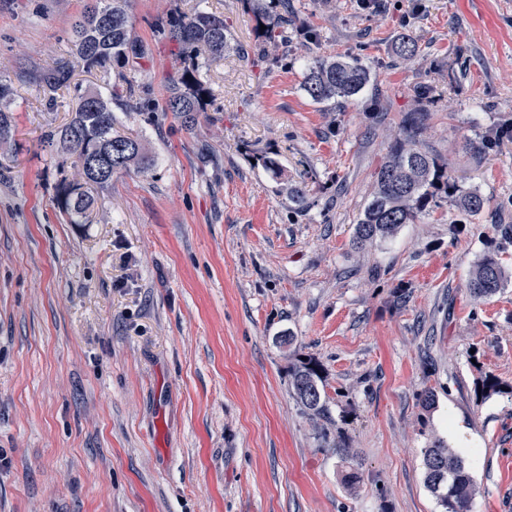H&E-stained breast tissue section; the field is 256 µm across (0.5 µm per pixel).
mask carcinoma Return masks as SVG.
<instances>
[{
	"label": "carcinoma",
	"mask_w": 512,
	"mask_h": 512,
	"mask_svg": "<svg viewBox=\"0 0 512 512\" xmlns=\"http://www.w3.org/2000/svg\"><path fill=\"white\" fill-rule=\"evenodd\" d=\"M129 0H89L83 14L71 26V39L78 63L85 71L116 69L109 96L88 89L79 97L74 116L67 123L50 130L49 143L62 153L75 157L80 181L61 188L58 203L61 209L79 218L86 217L95 198L86 187L104 189L112 185V175L131 170H145L152 158L144 142L137 136L122 135L116 129L111 103L122 107L137 97V86L124 79L121 70L135 68L144 51L138 42ZM257 24L266 29L257 31L259 45H279L288 37V15L276 10L274 0H249ZM159 30L181 48L190 65L183 67L169 81L164 111L182 119L185 129L192 131L198 115L204 111L210 95L199 75L197 58L204 54L220 59L237 50L231 41L224 16L206 10H195L159 20ZM395 54L404 61L418 54L415 40L403 35L394 46ZM72 78L71 69L61 63L40 75V82L50 88L66 87ZM368 66L357 60L313 56L306 61L302 89L315 103L355 99L370 83ZM428 113L424 108L407 113L388 154L376 172L375 186L356 221L354 244L363 250L378 239L393 236L404 224H416L436 198L452 196L464 212L478 215L486 200L474 190L458 188L448 167L423 149L420 134ZM283 190L297 207L309 206L306 186L288 181ZM508 274L497 254H483L473 266L468 290L476 300L486 299L504 288ZM293 395L307 411L316 416L323 410L322 368L313 358L297 360L290 368ZM425 483L436 497L443 512H469L475 496L474 480L466 459L435 438L424 450Z\"/></svg>",
	"instance_id": "cac0c4a2"
}]
</instances>
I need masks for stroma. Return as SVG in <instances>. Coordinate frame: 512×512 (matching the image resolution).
Here are the masks:
<instances>
[{
  "instance_id": "1",
  "label": "stroma",
  "mask_w": 512,
  "mask_h": 512,
  "mask_svg": "<svg viewBox=\"0 0 512 512\" xmlns=\"http://www.w3.org/2000/svg\"><path fill=\"white\" fill-rule=\"evenodd\" d=\"M288 3V46L260 62L246 0H130L145 106L116 110L117 129L154 164L113 176L73 224L57 191L77 169L45 134L77 86L105 93L113 77L75 63L85 0H0V512H441L423 466L436 437L469 455L471 512H512V283L478 302L467 290L486 251L512 271V140L498 136L512 0ZM197 6L241 51L203 61L212 97L189 133L163 109L182 62L156 22ZM405 34L407 63L393 52ZM315 55L360 60L372 80L314 103L301 85ZM61 62L73 84L48 89L39 76ZM424 87L422 143L485 209L442 200L356 251ZM267 156L313 206L280 193ZM305 356L322 366L321 416L291 391Z\"/></svg>"
}]
</instances>
